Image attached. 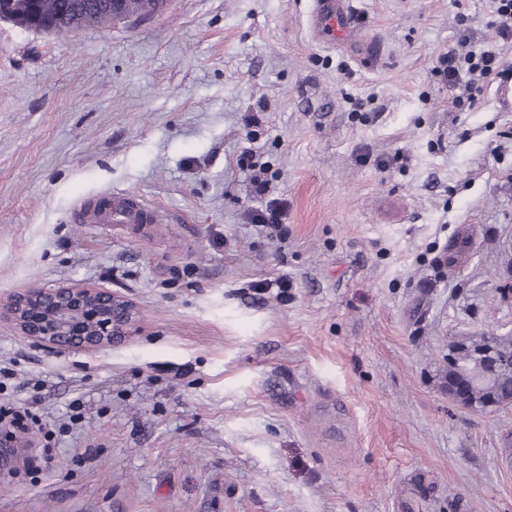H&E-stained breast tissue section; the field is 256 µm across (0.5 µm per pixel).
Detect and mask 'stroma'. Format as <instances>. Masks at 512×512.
Instances as JSON below:
<instances>
[{"label":"stroma","instance_id":"obj_1","mask_svg":"<svg viewBox=\"0 0 512 512\" xmlns=\"http://www.w3.org/2000/svg\"><path fill=\"white\" fill-rule=\"evenodd\" d=\"M349 7L370 58L314 38L313 0L0 20V300L88 285L139 315L65 353L0 322V399L45 428L0 512H512V406L444 382L451 338L512 336V92L460 109L434 73L499 37L487 0ZM255 171L286 241L252 222ZM127 193L162 222L73 223Z\"/></svg>","mask_w":512,"mask_h":512}]
</instances>
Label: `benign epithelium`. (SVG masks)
<instances>
[{
	"instance_id": "7a95c632",
	"label": "benign epithelium",
	"mask_w": 512,
	"mask_h": 512,
	"mask_svg": "<svg viewBox=\"0 0 512 512\" xmlns=\"http://www.w3.org/2000/svg\"><path fill=\"white\" fill-rule=\"evenodd\" d=\"M2 320L56 352L108 347L137 330L129 300L88 286L30 288L0 301Z\"/></svg>"
}]
</instances>
